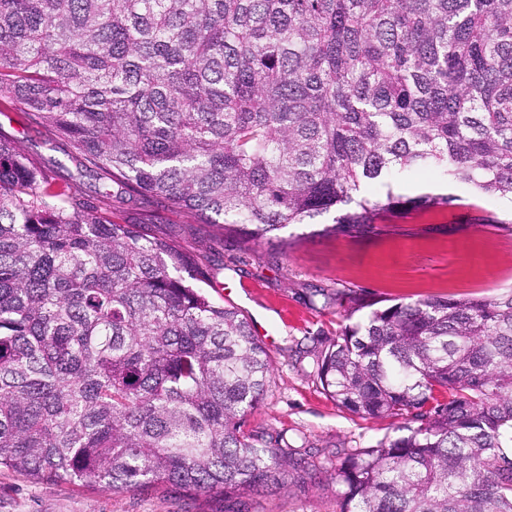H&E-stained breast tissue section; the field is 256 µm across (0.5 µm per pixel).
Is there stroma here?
Here are the masks:
<instances>
[{"mask_svg":"<svg viewBox=\"0 0 512 512\" xmlns=\"http://www.w3.org/2000/svg\"><path fill=\"white\" fill-rule=\"evenodd\" d=\"M0 134L49 170L58 183L93 200L99 185L68 157L67 142L25 126L21 110L0 102ZM397 194L434 191L453 196L441 210L410 209L394 231L379 236L328 234L334 213L288 227L291 247L262 244L248 251L226 242L222 231L181 211L156 213L126 202L112 209L113 221L167 234L216 274L211 296L237 308L250 325L269 333L265 348L273 375L261 405L248 417L279 445L319 463L311 481L272 493L251 494L247 512H337L334 470L352 450L404 435V420L362 419L339 408L317 381L314 352L345 323L343 307L310 305V288L350 287L369 300L389 303L432 296L495 298L512 291V202L489 200L469 187L446 182L434 171L398 179ZM223 501L170 488L115 492L98 486L46 482L0 469V512H222Z\"/></svg>","mask_w":512,"mask_h":512,"instance_id":"obj_1","label":"stroma"}]
</instances>
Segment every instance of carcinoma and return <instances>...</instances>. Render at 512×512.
<instances>
[{
    "label": "carcinoma",
    "instance_id": "carcinoma-1",
    "mask_svg": "<svg viewBox=\"0 0 512 512\" xmlns=\"http://www.w3.org/2000/svg\"><path fill=\"white\" fill-rule=\"evenodd\" d=\"M0 97L108 182L99 206L0 139V467L244 498L319 466L247 424L272 365L172 240L100 208L183 209L249 250L446 206L435 170L512 200V0H0ZM348 324L324 393L408 434L336 468L339 512H512V292L391 305L311 288Z\"/></svg>",
    "mask_w": 512,
    "mask_h": 512
}]
</instances>
